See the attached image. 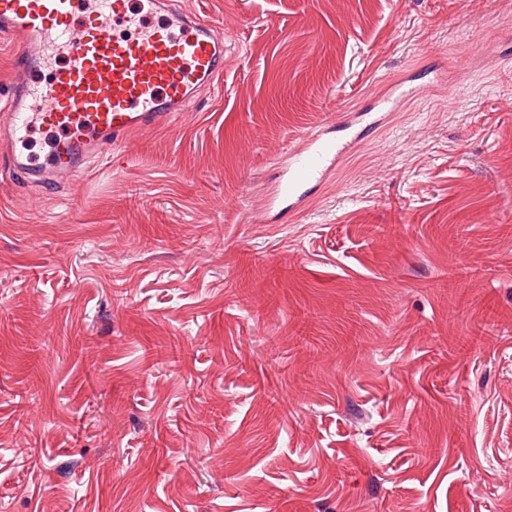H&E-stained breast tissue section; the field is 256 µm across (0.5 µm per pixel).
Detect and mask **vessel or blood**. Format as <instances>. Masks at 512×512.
I'll list each match as a JSON object with an SVG mask.
<instances>
[{
	"mask_svg": "<svg viewBox=\"0 0 512 512\" xmlns=\"http://www.w3.org/2000/svg\"><path fill=\"white\" fill-rule=\"evenodd\" d=\"M1 33L15 51L11 102L0 114V158L50 189L85 176L105 149L186 111L224 72L216 21L166 10L163 0H0ZM45 68L50 76L39 80ZM370 100L367 110L309 134L282 158L269 209L302 211L365 129L394 110L390 95ZM37 132L46 134L47 151L21 152Z\"/></svg>",
	"mask_w": 512,
	"mask_h": 512,
	"instance_id": "obj_1",
	"label": "vessel or blood"
}]
</instances>
